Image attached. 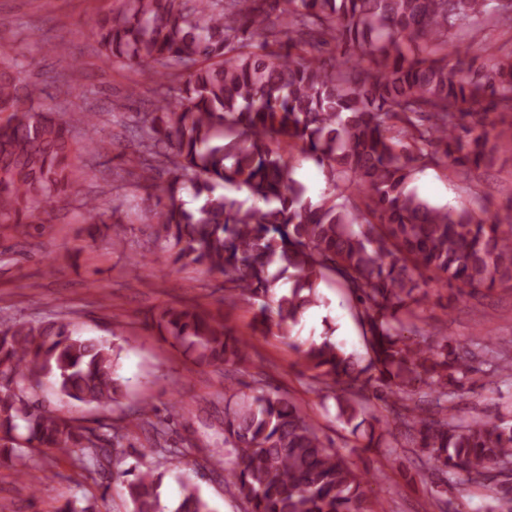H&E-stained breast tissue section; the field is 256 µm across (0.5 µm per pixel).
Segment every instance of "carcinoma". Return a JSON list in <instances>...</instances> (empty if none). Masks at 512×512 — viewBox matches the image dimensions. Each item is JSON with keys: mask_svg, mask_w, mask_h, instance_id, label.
Returning <instances> with one entry per match:
<instances>
[{"mask_svg": "<svg viewBox=\"0 0 512 512\" xmlns=\"http://www.w3.org/2000/svg\"><path fill=\"white\" fill-rule=\"evenodd\" d=\"M488 27L512 32V0H121L93 35L106 61L162 77L119 158L155 199L149 219L173 262L221 275L224 299L256 307L252 333L290 342L334 277L355 302L370 357L361 366L327 338L297 345L315 390L337 402L364 449L397 454L377 409L392 415L419 461L409 480L435 502L464 476L487 512H512V422L455 412L478 356L512 381V345L463 349L414 323L424 275L461 292L512 290V200L503 221L409 188L430 167L469 184L512 154V50L465 70V46L451 39ZM16 72L1 49L0 225L23 233L84 177L90 146L74 131L96 128L99 113L80 86L60 99L41 82L16 83ZM293 150L322 169L317 203L292 176ZM228 189L246 190L251 204ZM82 208L92 237L117 211L95 196ZM152 325L199 367L228 373L251 348L194 307L164 308ZM120 350L59 319L0 322V463L18 461L24 476L32 449L52 448L85 478L112 469L130 512H163V469L186 458L170 438L176 414L154 419L145 403L131 420L91 427L32 401L48 383L68 400L116 403ZM254 384L251 395H224V447L197 449L243 512H370L377 475L356 472L279 388ZM132 424L151 433L150 447L124 468ZM176 512L215 510L186 479Z\"/></svg>", "mask_w": 512, "mask_h": 512, "instance_id": "obj_1", "label": "carcinoma"}]
</instances>
